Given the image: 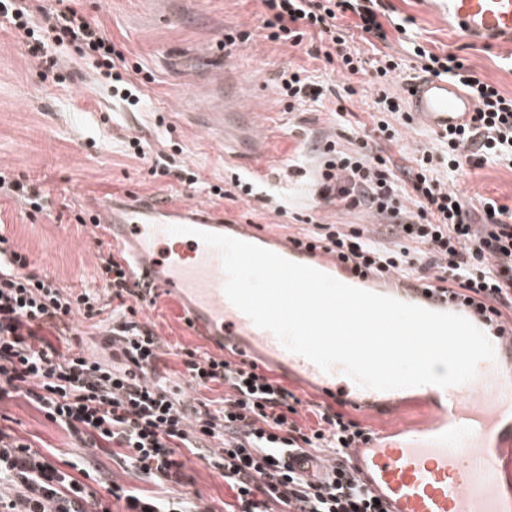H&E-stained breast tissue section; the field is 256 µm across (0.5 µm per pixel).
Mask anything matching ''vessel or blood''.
<instances>
[{"label":"vessel or blood","mask_w":512,"mask_h":512,"mask_svg":"<svg viewBox=\"0 0 512 512\" xmlns=\"http://www.w3.org/2000/svg\"><path fill=\"white\" fill-rule=\"evenodd\" d=\"M449 25L465 39H493L512 48V0H440ZM410 109L436 132L466 123L476 110L468 94L448 80L422 75L410 84ZM109 237L128 242L134 271L153 287L188 309L187 317L204 328L217 346L232 343L249 354L272 361L301 384L313 385L326 398L356 407L392 409L399 393L358 386L341 367L325 372L305 357L286 350L269 331L257 327L224 293L220 254L201 240L170 235V225L194 227L253 242L257 232L228 224L206 205L169 204L130 195L105 198L93 206ZM270 251L316 268L348 285L360 276L317 253L267 237ZM400 301L438 312H454L445 300L424 298L413 287L402 289ZM495 358L481 362L474 380L440 388L417 387L440 409L444 423L430 432L396 443L373 442L349 449L357 478L381 499L389 512H512V494L502 491L493 449L502 447L504 429L512 430V336L492 337Z\"/></svg>","instance_id":"vessel-or-blood-1"}]
</instances>
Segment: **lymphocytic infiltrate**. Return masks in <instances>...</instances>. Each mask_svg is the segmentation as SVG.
Masks as SVG:
<instances>
[{"label": "lymphocytic infiltrate", "mask_w": 512, "mask_h": 512, "mask_svg": "<svg viewBox=\"0 0 512 512\" xmlns=\"http://www.w3.org/2000/svg\"><path fill=\"white\" fill-rule=\"evenodd\" d=\"M268 40L291 48L312 41V57L366 76L377 113L348 147L322 150L321 199L345 210L371 211L385 246L367 228L317 224L291 243L320 250L362 277L413 280L430 293L490 311L499 334L512 333V206L492 198L472 203L451 189L465 167L494 163L512 169V96L482 78L463 58L414 45L419 72L455 81L477 103L469 124L433 133L410 165L397 166L388 148L414 118L389 77L408 82L393 55L368 61L339 23L353 15L362 41L386 42L379 0H262ZM0 17L19 43L47 68L57 48L73 44L105 70L117 95L133 88L131 66L101 25L71 6L48 10L32 0H0ZM99 287L73 292L0 234V400L22 397L86 448H115L139 478L183 484V453L207 460L233 493L228 512H386L357 481L347 449L373 433L329 403L304 404L255 362L182 353L181 396L159 369L163 342L138 318L156 294L132 274L126 256H101ZM82 316L108 348L101 357L68 341ZM223 398L198 399L212 385ZM316 418L303 426L300 412ZM211 512L202 499L163 500L97 475L92 460L68 472L0 427V512Z\"/></svg>", "instance_id": "f902f5d3"}]
</instances>
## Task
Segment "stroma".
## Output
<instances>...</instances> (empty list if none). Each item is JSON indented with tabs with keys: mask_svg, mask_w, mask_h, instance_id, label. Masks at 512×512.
Here are the masks:
<instances>
[{
	"mask_svg": "<svg viewBox=\"0 0 512 512\" xmlns=\"http://www.w3.org/2000/svg\"><path fill=\"white\" fill-rule=\"evenodd\" d=\"M386 2L397 14L414 19L413 34L426 49L465 58L486 80L512 93L511 52L469 43L449 26L435 0ZM77 7L101 24L130 64L140 65L134 80L142 97L135 107L114 97L109 79L75 46L60 55L64 80L54 82L9 27H0V170L48 195V210L41 214L24 201L1 197L0 231L36 269L67 289L96 287L101 253L116 254L126 246L107 241L103 228L89 223L91 205L118 192L173 204L205 200L225 219L284 240L302 233L310 218L318 224L372 223L364 211L317 200L310 186L321 141L347 144L353 125L370 121L372 93L343 98L349 80L335 65L266 39L259 27L260 0H78ZM231 32L243 34V41L225 56L205 58V51L223 44ZM291 62L307 68L323 91L318 101L293 110L275 83L278 71ZM228 93L239 95L242 110L254 116L262 150L250 165L238 163L234 148L197 121L199 113L213 111ZM341 109L347 119L338 117ZM134 136L148 143V158L128 152L126 143ZM161 153L190 166L210 184H223L234 172L250 177L255 193L217 199L171 177L153 178L150 158ZM455 186L475 201L512 202V170L501 166L467 169ZM280 204L285 214H277ZM140 318L154 324L169 346L214 351L205 336L186 325L177 301L167 295H159ZM343 411L386 442L436 418L432 404L416 397L405 398L392 413L365 414L348 405ZM0 426L57 462L94 458L117 482L157 498L197 493L213 512H224L232 499L223 477L198 456L185 458V484L138 479L115 452L81 447L22 397L0 401Z\"/></svg>",
	"mask_w": 512,
	"mask_h": 512,
	"instance_id": "stroma-1",
	"label": "stroma"
}]
</instances>
